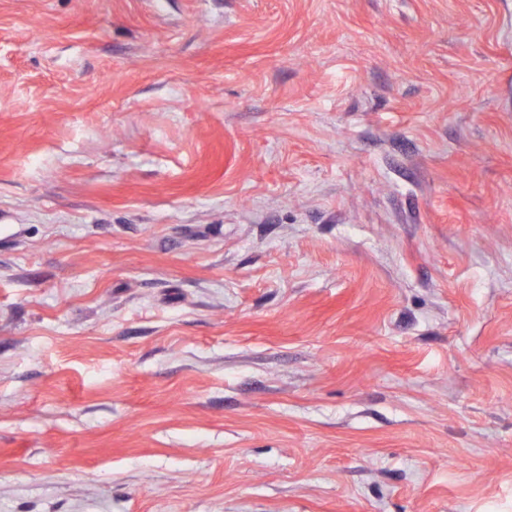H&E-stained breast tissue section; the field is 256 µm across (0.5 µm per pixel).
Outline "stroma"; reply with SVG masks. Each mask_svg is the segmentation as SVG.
Segmentation results:
<instances>
[{"instance_id": "35a3bbf8", "label": "stroma", "mask_w": 512, "mask_h": 512, "mask_svg": "<svg viewBox=\"0 0 512 512\" xmlns=\"http://www.w3.org/2000/svg\"><path fill=\"white\" fill-rule=\"evenodd\" d=\"M0 512H512V0H0Z\"/></svg>"}]
</instances>
